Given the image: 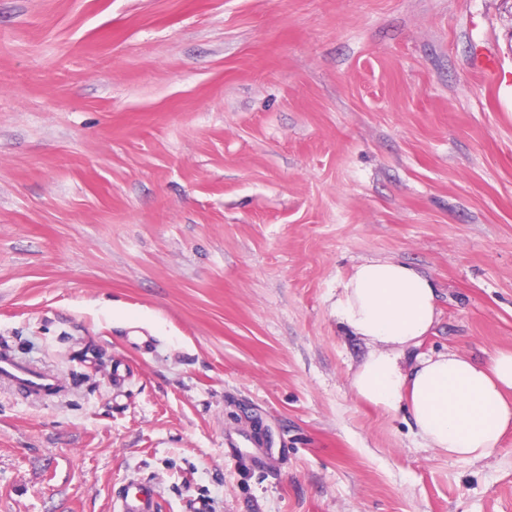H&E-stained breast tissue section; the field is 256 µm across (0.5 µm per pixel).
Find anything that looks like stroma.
<instances>
[{"label":"stroma","mask_w":512,"mask_h":512,"mask_svg":"<svg viewBox=\"0 0 512 512\" xmlns=\"http://www.w3.org/2000/svg\"><path fill=\"white\" fill-rule=\"evenodd\" d=\"M372 259L512 348V0H0V512H512L354 394ZM0 380L8 381L26 393L38 395H51L61 387L57 376L34 368L5 351L0 352ZM154 491L146 490L128 481L124 485L118 505L114 504L116 512H154Z\"/></svg>","instance_id":"obj_1"}]
</instances>
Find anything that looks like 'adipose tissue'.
Here are the masks:
<instances>
[{"label":"adipose tissue","instance_id":"adipose-tissue-1","mask_svg":"<svg viewBox=\"0 0 512 512\" xmlns=\"http://www.w3.org/2000/svg\"><path fill=\"white\" fill-rule=\"evenodd\" d=\"M437 300L434 280L412 266L393 259L358 264L333 306L338 323L369 347L351 386L384 412L407 410L427 447L481 460L512 429V351L482 362L421 352Z\"/></svg>","mask_w":512,"mask_h":512}]
</instances>
